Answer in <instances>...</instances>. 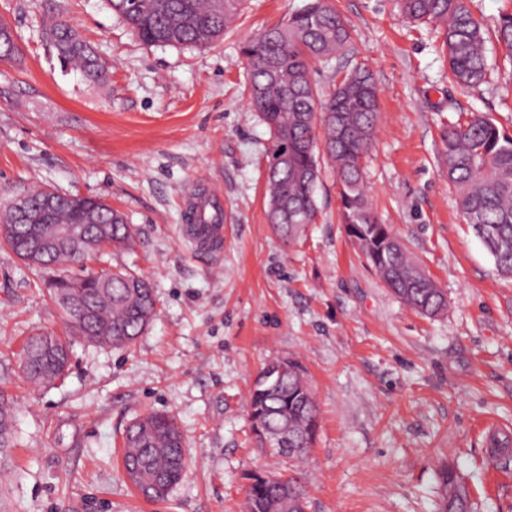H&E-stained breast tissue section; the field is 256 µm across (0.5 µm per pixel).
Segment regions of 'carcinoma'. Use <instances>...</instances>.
<instances>
[{"label":"carcinoma","instance_id":"obj_1","mask_svg":"<svg viewBox=\"0 0 512 512\" xmlns=\"http://www.w3.org/2000/svg\"><path fill=\"white\" fill-rule=\"evenodd\" d=\"M241 0H153L146 12L130 8L128 0H109L112 11L132 33L149 45L204 48L222 37L238 12ZM403 15L417 24L439 23L442 46L448 59V80L470 87L487 81V37L472 17L465 0H398ZM45 35L68 64L86 74L101 77L105 67L59 17L45 27ZM497 40L506 49L504 60L512 65V13L502 16ZM351 33L325 0H310L287 21L243 42L241 54L248 60V104L270 133L267 151V217L274 230L294 240L319 214L316 198L321 167L316 155V128L323 127L326 157L340 186L344 223L371 265L391 292L425 317L445 311V293L417 260L408 255L391 228L373 214L364 192V166L379 121V103L372 74L356 64L323 99L312 81L311 65L328 62L347 50ZM17 52L8 25L0 22V61ZM441 154L447 165L448 185L457 192L463 220L470 224L496 266L512 272V134L500 130L487 117L473 114L446 122L440 132ZM47 188L25 194L28 209L7 205L0 212V227H15L0 243L21 257L26 245L20 234L33 236L37 224H85L88 234L97 225L109 224L112 241H100L97 249L122 248L132 240L130 225L100 198L78 195L62 206L45 211ZM44 268L77 264L81 259L67 247L46 253ZM73 278L62 275L46 284L49 295L63 314L66 338L32 336L20 357L26 377L49 384L64 378L70 362V338L102 343L111 337L114 348L132 346L156 314L151 283L125 269L111 273L105 284L91 282L74 293L67 288ZM250 421L260 426L263 438L275 442L285 434L294 450L273 452L296 459L312 447L318 429V410L304 380L301 365L288 361L279 374L268 363L256 377L248 397ZM12 402L0 391V453L15 445ZM187 465L184 439L176 418L150 412L127 428L122 467L134 489L145 499L160 501L182 480ZM246 489V512H305L306 490L298 476L287 481L264 479L252 472ZM443 494L439 512H470L465 486L449 467L440 472Z\"/></svg>","mask_w":512,"mask_h":512}]
</instances>
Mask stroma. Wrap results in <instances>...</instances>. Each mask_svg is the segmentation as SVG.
I'll return each instance as SVG.
<instances>
[{
  "label": "stroma",
  "mask_w": 512,
  "mask_h": 512,
  "mask_svg": "<svg viewBox=\"0 0 512 512\" xmlns=\"http://www.w3.org/2000/svg\"><path fill=\"white\" fill-rule=\"evenodd\" d=\"M308 0H244L234 26L198 50L147 46L108 0H0L18 55L0 61V208L41 186L103 199L133 229L130 248L87 270L146 277L156 315L128 348L72 341L64 379L23 374L24 340L64 335L46 273L0 247V390L15 404L16 446L0 458V512H243L246 474H300L307 512H437L453 468L473 512H512V274L466 224L440 153L443 123L480 113L512 134V76L489 41L479 87L449 82L437 25L414 26L395 0H328L349 51L315 65L323 89L367 66L380 119L365 160L376 218L444 290L428 318L401 303L359 255L336 176L321 166L319 215L293 242L269 224V132L247 103L242 43ZM62 17L108 69L63 63L43 36ZM224 203V243L192 249L189 194ZM304 368L319 428L304 460L258 448L246 396L264 365ZM175 415L188 467L150 502L126 480L129 423Z\"/></svg>",
  "instance_id": "1"
}]
</instances>
